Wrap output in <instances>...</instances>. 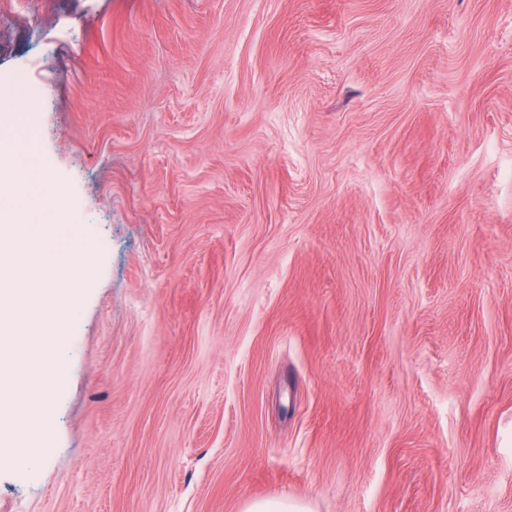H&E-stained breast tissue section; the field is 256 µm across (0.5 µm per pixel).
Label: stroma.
Segmentation results:
<instances>
[{"mask_svg":"<svg viewBox=\"0 0 512 512\" xmlns=\"http://www.w3.org/2000/svg\"><path fill=\"white\" fill-rule=\"evenodd\" d=\"M94 245L0 512H512V0H0ZM244 512H308V509L303 503L285 497L253 501L246 506Z\"/></svg>","mask_w":512,"mask_h":512,"instance_id":"obj_1","label":"stroma"}]
</instances>
